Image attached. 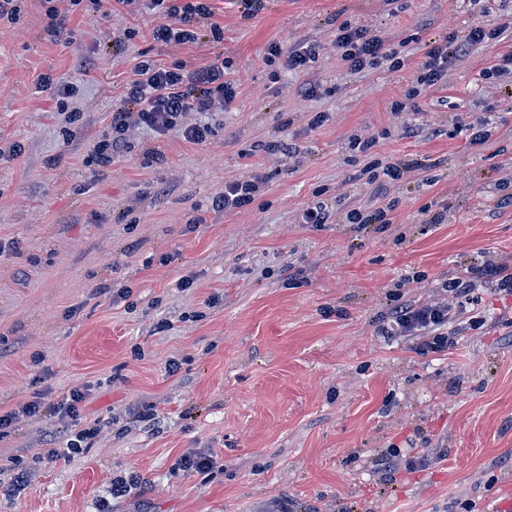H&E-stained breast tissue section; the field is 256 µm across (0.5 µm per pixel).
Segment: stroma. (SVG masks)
<instances>
[{"instance_id":"stroma-1","label":"stroma","mask_w":512,"mask_h":512,"mask_svg":"<svg viewBox=\"0 0 512 512\" xmlns=\"http://www.w3.org/2000/svg\"><path fill=\"white\" fill-rule=\"evenodd\" d=\"M18 5L0 23V411L83 387L99 433L54 461L70 432L53 411L1 432L0 512H512V295L460 299L440 351L380 332L397 296L512 267V87L483 75L512 29L413 101L421 54L354 74L334 44L346 20L394 48L461 36L511 20L512 0L486 16L469 0H211L221 36L190 45L154 41L161 17L134 4L110 26L74 9L62 37L48 0ZM301 40L319 52L307 71L268 61L270 42ZM218 56L238 95L204 143L133 119L126 153L98 164L140 65ZM46 74L72 95L39 91ZM487 115L470 147L458 125ZM368 137L367 157L351 143ZM279 139L298 154L265 152ZM372 157L429 168L382 191L361 174ZM250 173L252 205L213 209ZM315 202L329 223H301ZM379 207L389 223L347 219ZM196 449L208 473L179 468Z\"/></svg>"}]
</instances>
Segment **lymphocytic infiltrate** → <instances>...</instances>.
Segmentation results:
<instances>
[{"label": "lymphocytic infiltrate", "mask_w": 512, "mask_h": 512, "mask_svg": "<svg viewBox=\"0 0 512 512\" xmlns=\"http://www.w3.org/2000/svg\"><path fill=\"white\" fill-rule=\"evenodd\" d=\"M146 10L166 16V23L157 25L152 36L162 43L176 42L193 44L199 39L201 21H210V32L219 35L220 28L212 24V8L209 0H142ZM505 25L491 28L471 27L459 38L450 36L434 40L423 48V61L417 85L408 92L409 98H416L421 91L430 88L445 76L448 62L465 55L474 48L490 41H500ZM336 50L348 70L360 73L379 66L397 72L403 67V57L409 54V47L396 50L390 48L373 30L348 21L336 29ZM237 97L234 82L224 78V60L216 58L208 64L189 69L178 64L171 68L141 66L127 83L123 104L113 115L112 136L100 141L96 154L101 163H111L114 156L127 150L128 144L123 132L128 117H137L157 134L181 129L185 139L195 143L205 142L210 128L205 124L182 125L186 115L207 114L230 106ZM264 180L253 174L236 178L224 185L223 193L216 196L212 206L217 210L244 209L252 205L263 188ZM484 283L498 291L512 293V271L508 268L487 263L481 267H467L455 278L443 283L440 300L416 302L405 300L395 303L389 310L381 332L386 336L417 337L421 340L422 352L436 351L447 346L449 337L446 329L457 318L455 302L468 296L476 283ZM86 399L83 389L71 390L63 400L56 403L54 412L61 421L75 427L74 440L65 447L48 449L49 458H67L80 450L81 444H88L95 438L93 428H79L80 403Z\"/></svg>", "instance_id": "lymphocytic-infiltrate-1"}]
</instances>
